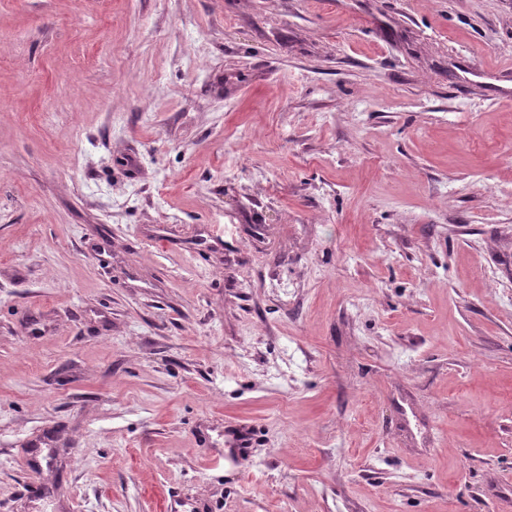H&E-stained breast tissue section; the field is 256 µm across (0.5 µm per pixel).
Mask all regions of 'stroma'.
Returning <instances> with one entry per match:
<instances>
[{
	"instance_id": "1",
	"label": "stroma",
	"mask_w": 512,
	"mask_h": 512,
	"mask_svg": "<svg viewBox=\"0 0 512 512\" xmlns=\"http://www.w3.org/2000/svg\"><path fill=\"white\" fill-rule=\"evenodd\" d=\"M0 512H512V0H0Z\"/></svg>"
}]
</instances>
